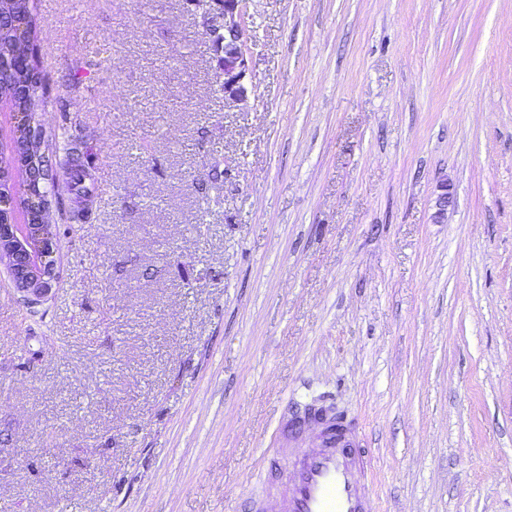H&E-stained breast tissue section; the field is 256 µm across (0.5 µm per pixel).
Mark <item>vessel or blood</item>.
I'll list each match as a JSON object with an SVG mask.
<instances>
[{
  "mask_svg": "<svg viewBox=\"0 0 512 512\" xmlns=\"http://www.w3.org/2000/svg\"><path fill=\"white\" fill-rule=\"evenodd\" d=\"M316 415L324 428L322 447L295 462L288 512H365L359 474L367 460L357 448L356 427L323 407Z\"/></svg>",
  "mask_w": 512,
  "mask_h": 512,
  "instance_id": "b4317fda",
  "label": "vessel or blood"
}]
</instances>
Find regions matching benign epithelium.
<instances>
[{
  "instance_id": "7a95c632",
  "label": "benign epithelium",
  "mask_w": 512,
  "mask_h": 512,
  "mask_svg": "<svg viewBox=\"0 0 512 512\" xmlns=\"http://www.w3.org/2000/svg\"><path fill=\"white\" fill-rule=\"evenodd\" d=\"M245 4L246 0H185L187 10L200 16L215 48L226 101H242L247 94ZM41 178L42 172L34 170L24 182L0 187V209L10 205L16 192L28 199L23 220L0 221V261L6 260L9 277L31 308L41 305L57 279V238L46 221L48 191L39 190Z\"/></svg>"
}]
</instances>
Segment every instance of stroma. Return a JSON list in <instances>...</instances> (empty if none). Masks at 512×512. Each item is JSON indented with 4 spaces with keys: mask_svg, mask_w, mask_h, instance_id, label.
<instances>
[{
    "mask_svg": "<svg viewBox=\"0 0 512 512\" xmlns=\"http://www.w3.org/2000/svg\"><path fill=\"white\" fill-rule=\"evenodd\" d=\"M183 3L34 0L82 181L0 266V512H237L319 401L374 512H512V0H247L230 103ZM39 170L25 175L23 181L0 187V211L10 205L15 191L25 193L28 211L19 221L8 219L13 211L4 212L0 221V261L6 259L7 273L25 304L41 305L57 279V238L52 224H47L48 191H39L43 178ZM27 178V179H26Z\"/></svg>",
    "mask_w": 512,
    "mask_h": 512,
    "instance_id": "stroma-1",
    "label": "stroma"
}]
</instances>
